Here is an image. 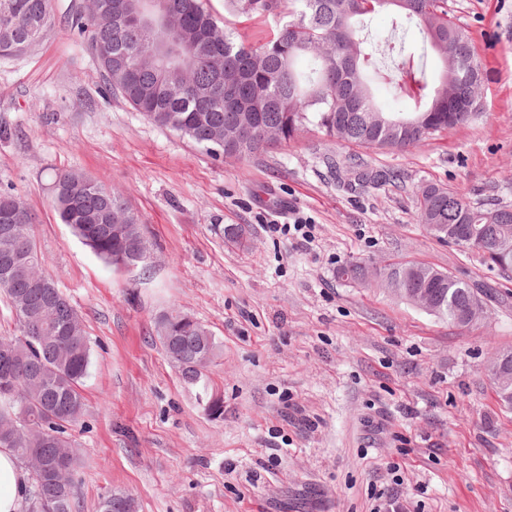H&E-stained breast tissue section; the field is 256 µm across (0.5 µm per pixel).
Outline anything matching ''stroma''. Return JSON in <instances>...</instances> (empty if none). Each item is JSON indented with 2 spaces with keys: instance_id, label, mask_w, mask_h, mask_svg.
I'll return each instance as SVG.
<instances>
[{
  "instance_id": "obj_1",
  "label": "stroma",
  "mask_w": 512,
  "mask_h": 512,
  "mask_svg": "<svg viewBox=\"0 0 512 512\" xmlns=\"http://www.w3.org/2000/svg\"><path fill=\"white\" fill-rule=\"evenodd\" d=\"M0 57V192L31 209L46 273L78 309L92 364L72 433L73 512L130 494L136 512H372L401 480L409 512H512V410L487 372L512 349V273L437 240L416 221L426 183L512 206V0H448L473 39L478 113L405 151L337 142L310 128L250 160L159 128L109 87L70 18ZM254 44L282 25L204 0ZM386 171L359 186L338 160ZM85 173L123 193L151 262L106 265L52 206L53 177ZM303 218V244L284 225ZM355 259L413 260L488 289L487 315L458 327L375 284L339 278ZM173 309L221 347L209 415L153 333Z\"/></svg>"
}]
</instances>
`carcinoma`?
I'll return each instance as SVG.
<instances>
[{"label": "carcinoma", "mask_w": 512, "mask_h": 512, "mask_svg": "<svg viewBox=\"0 0 512 512\" xmlns=\"http://www.w3.org/2000/svg\"><path fill=\"white\" fill-rule=\"evenodd\" d=\"M175 17L173 62L162 66L151 54L156 34L117 24L124 0H93L72 26L86 40L110 88L152 123L180 133L224 157L250 159L293 138L308 124L339 142L366 148L404 150L424 145L433 135L470 122L480 97V68L467 31L448 15V0H227L241 14L286 13L288 20L262 45L236 40L220 27L203 0H170ZM394 11L393 30L414 23L439 60L427 69L425 54L400 50L393 67L382 70L381 44L362 34L360 17L378 8ZM53 26L51 0H0V56L10 57L42 40ZM388 84L414 111L379 109L368 76ZM354 180L377 185L387 174L351 157ZM53 206L59 220L107 265L114 257L150 252L141 217L123 195L78 171L56 174ZM13 246L32 257L29 273L0 283L11 308L17 336H0L12 361L0 363V447L12 449L32 469L29 502L36 512H71L77 456L65 433L84 412L81 384L91 352L81 316L41 269L32 217L20 201ZM417 222L454 224L472 238L471 251L503 272L500 245H512V207L486 208L437 185L424 186L417 200ZM345 280H361L365 267L347 262ZM378 285L412 302L426 295L432 315L468 326L476 311L486 313L478 289L451 273L413 261L375 269ZM154 333L182 380L202 391L204 410L224 415V403L196 367L203 353L217 356L210 329L172 310L154 322ZM494 385L512 377V350L498 353L488 369ZM68 465L46 476L59 456ZM98 512H135L123 492L104 497Z\"/></svg>", "instance_id": "obj_1"}]
</instances>
